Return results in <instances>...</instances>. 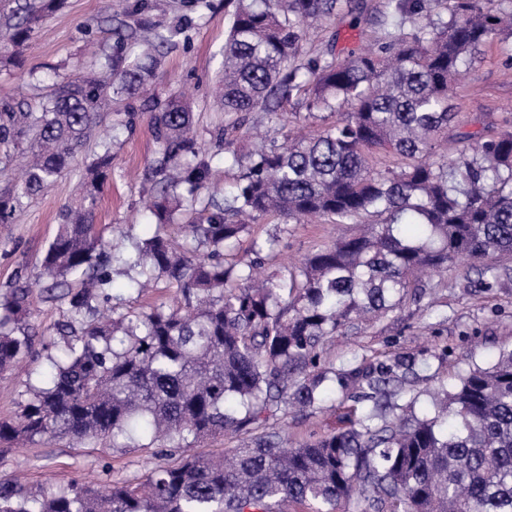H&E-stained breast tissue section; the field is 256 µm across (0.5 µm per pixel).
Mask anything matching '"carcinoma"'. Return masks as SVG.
Here are the masks:
<instances>
[{"mask_svg":"<svg viewBox=\"0 0 512 512\" xmlns=\"http://www.w3.org/2000/svg\"><path fill=\"white\" fill-rule=\"evenodd\" d=\"M64 2L14 0L0 22V48L30 40ZM229 2L215 92L225 125L240 129L249 113L263 112L282 132L293 98L312 118L350 111L282 146L243 150L217 130L224 162L242 171L222 204L201 197L211 164L190 103L177 94L164 103L143 97L157 63L151 50L181 27L120 35L96 76L60 80L36 110L0 105V176L15 158L27 159L22 176L0 191L3 227L70 170L102 126L106 98H143L155 143L147 206L155 231L108 251L95 209L112 179V141L136 113H113L111 131L99 134L83 192L61 213L42 260L47 299L67 302V341L48 356L46 378L30 387L21 412L0 420V455L67 438L165 460L136 480L70 484L48 495L1 478L0 512H342L350 501L359 512H512V349L440 384L420 416L414 358L396 353L377 367L340 372L321 364L327 337L354 317L393 310L423 271L512 255V128L488 122L456 132L451 104L460 70L486 44L512 39V10L495 0H383L375 49L300 63L308 30L363 9L362 0ZM407 21L416 33L397 34ZM450 132L458 143L452 159L441 152ZM379 152L400 165L377 169ZM199 204V221L182 225L176 242L167 228ZM270 213L286 225L319 217L363 229L259 281L256 270L281 236L252 240L246 259L231 252L249 224ZM117 268L133 292L168 282L176 304L114 309L102 323L116 299ZM31 313L29 284L17 280L0 296V374L32 351ZM353 389L343 427L316 440L294 444L270 422ZM226 435L239 441L229 461L194 452Z\"/></svg>","mask_w":512,"mask_h":512,"instance_id":"obj_1","label":"carcinoma"}]
</instances>
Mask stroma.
<instances>
[{
  "label": "stroma",
  "instance_id": "35a3bbf8",
  "mask_svg": "<svg viewBox=\"0 0 512 512\" xmlns=\"http://www.w3.org/2000/svg\"><path fill=\"white\" fill-rule=\"evenodd\" d=\"M134 0H66L63 7L45 16L42 30L21 51V65L0 63V101L38 103L51 93L58 77L88 75V40L101 47L115 44L114 29L136 26L140 17L163 24H179L182 35L167 45L151 86L152 95L163 102L175 93L190 102L199 143L210 157L211 191L223 199L225 186L234 183L239 172L224 163V154L213 140L223 125L224 113L213 103L209 91L223 69L224 40L230 17L225 0H209L200 8L193 0H144L140 13H133ZM381 0H368V11L360 22L339 13L326 21L317 35L303 40L300 60L317 55L345 57L374 47L380 33L377 7ZM457 124L472 129L477 118L489 114L497 123L512 119V43L495 41L460 78L454 98ZM154 141L147 112H139L129 133L113 148V176L105 187L96 222L115 225L144 238L154 231L142 208L151 192L144 177L154 155ZM90 152H83L72 170L36 198L16 211L5 233H0V292L6 291L17 275H25L35 291L32 325L38 331L29 375H5L0 380V419L14 416L25 404L28 380L39 377L47 365V349L62 345L56 330L64 321L58 304L43 301L45 285L38 273L45 251L56 234L60 213L72 203L76 185ZM282 235L272 268L283 269L299 262L307 253L330 244L334 235H347L351 225L292 224ZM485 271L449 265L447 272L427 278L430 296L409 289L397 307L374 319L354 321L342 333L326 338L322 358L327 365L349 368L369 364L404 352L420 361L414 383L420 397L416 413L430 403L429 389L452 380L466 361L492 362L500 351L512 349V283L483 288ZM348 402H327L323 409L279 416L276 424L285 436L310 441L343 425ZM109 465L114 481L130 480L144 471L140 450L123 452L112 448L75 445L66 440L46 438L28 445L23 452L0 456V476L24 469L28 483L46 490L81 482L89 473Z\"/></svg>",
  "mask_w": 512,
  "mask_h": 512
}]
</instances>
